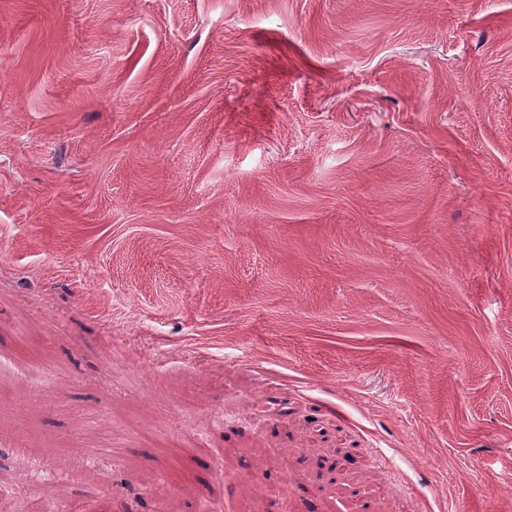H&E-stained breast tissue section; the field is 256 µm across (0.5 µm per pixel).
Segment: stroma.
<instances>
[{"label":"stroma","mask_w":512,"mask_h":512,"mask_svg":"<svg viewBox=\"0 0 512 512\" xmlns=\"http://www.w3.org/2000/svg\"><path fill=\"white\" fill-rule=\"evenodd\" d=\"M0 469L512 512V0H0Z\"/></svg>","instance_id":"stroma-1"}]
</instances>
